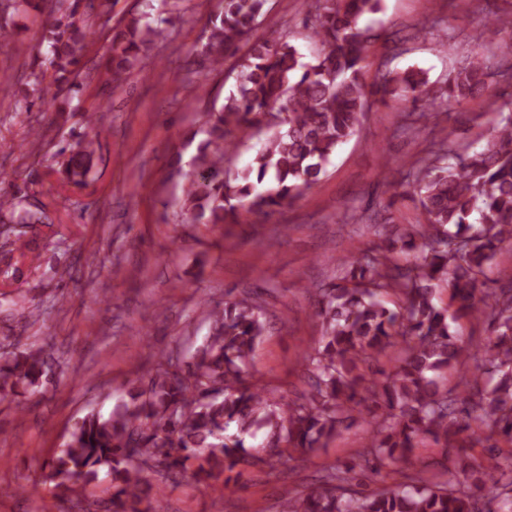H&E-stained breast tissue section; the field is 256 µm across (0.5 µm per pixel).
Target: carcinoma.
<instances>
[{
    "instance_id": "cac0c4a2",
    "label": "carcinoma",
    "mask_w": 512,
    "mask_h": 512,
    "mask_svg": "<svg viewBox=\"0 0 512 512\" xmlns=\"http://www.w3.org/2000/svg\"><path fill=\"white\" fill-rule=\"evenodd\" d=\"M270 0H220L203 42L191 55L198 75L234 78L220 106L201 113L193 157L194 179L184 188L187 224H238L241 211L268 214L297 199L326 174L336 150L356 133L359 117L389 99L408 102L421 117L445 102L486 97L495 114L485 142H432L406 180H385L418 199L423 222L383 235L389 219L378 211L346 214L368 224L382 240L336 266L330 282L311 289L321 336L302 356L309 389L290 398L249 379L265 335L266 306L256 290L225 292L208 306V332L185 350L159 352L152 367L136 368L108 416L90 411L68 431L48 464L47 478L71 512H162L156 476L173 485L186 475L210 486L254 466L277 475L284 451L309 454L354 418L365 421L361 462L337 465L309 493L285 489L278 512H512V477L493 480L501 445L512 446V269L496 255L512 246V92L491 91L499 75L512 83V66L494 73L478 53L458 60L440 86L421 71L398 70L393 60L410 37L393 32L372 80L369 44L378 39L363 18L383 0H306V27L321 51L303 61L288 23L271 39L256 36ZM28 0H0V42L14 38L11 16ZM95 0H71L61 17L46 20L44 61L59 91L77 92V65L90 34ZM165 29L133 14L112 35V82L137 67L145 71ZM267 138L241 170L230 167L239 141L252 131ZM97 147L78 137L63 161V182L85 185ZM41 202L0 200V239L17 245L15 224H42ZM446 288L455 308L437 302ZM394 296L398 306H388ZM461 318L486 325L487 336L464 340L452 324ZM395 350L378 376L369 364ZM474 362V371L447 388L448 371ZM51 350L38 342H8L0 349V401L33 398L55 383ZM264 431L263 441L246 439ZM444 448L452 466L443 481L406 472L425 438ZM480 445L477 460L467 449ZM388 468L390 488L370 484Z\"/></svg>"
}]
</instances>
